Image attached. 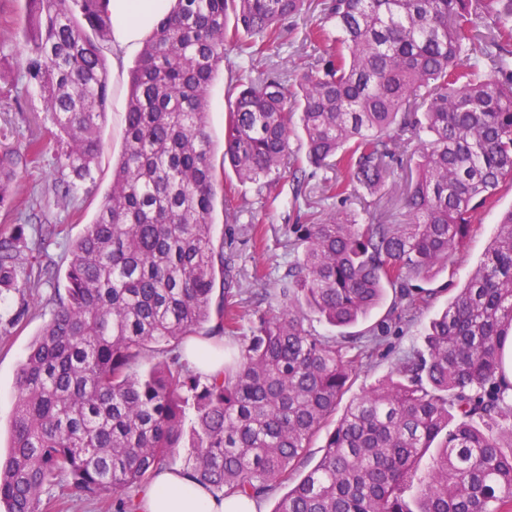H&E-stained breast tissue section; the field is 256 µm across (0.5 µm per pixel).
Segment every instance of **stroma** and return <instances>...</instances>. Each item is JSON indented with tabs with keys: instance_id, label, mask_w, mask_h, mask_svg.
<instances>
[{
	"instance_id": "1",
	"label": "stroma",
	"mask_w": 512,
	"mask_h": 512,
	"mask_svg": "<svg viewBox=\"0 0 512 512\" xmlns=\"http://www.w3.org/2000/svg\"><path fill=\"white\" fill-rule=\"evenodd\" d=\"M327 0H310L309 22L285 21L278 41L262 56L275 73L286 75L294 66L324 58L325 43L311 40L308 23L323 22ZM28 22L26 0H9L0 13V79L18 85V98L0 97V127L11 129L9 142L24 147L33 137L48 138L51 125L43 111L38 94L22 79V72L12 63L22 43ZM137 59L127 55L123 67L115 70L110 81L111 102L102 133V144L94 183L61 197L55 192L58 178L53 153H46L38 163L29 165L20 179L19 207L11 216L0 214V237L18 236L20 245L29 247L33 256L49 254L59 271H66L70 248L91 223L112 184V168L122 153L124 140V112L128 94V73ZM236 52H228L208 96L207 112L216 144L212 156L214 165H221L224 124L230 107V81L241 66ZM330 168L317 170L307 176L301 193H294L290 179H282L277 187L279 196L268 202L258 185L241 183L233 171L223 175L224 206L214 213L213 237L224 246L225 255L234 259L239 271L240 300L247 303L251 317L266 312L277 281L293 259L288 246L294 240L298 225L306 223L310 214L336 210L347 206L363 209L364 198L351 195L346 204H339L324 191L326 182L335 180ZM44 205L49 220V239H41L38 225L26 223L24 207L28 203ZM234 209L237 217L228 222L225 209ZM512 208V185H502L493 207L478 210L473 218L470 236L465 247L449 260L424 287L432 292L429 303L406 308L397 304L394 294H387L383 304L366 320L356 324L363 333L380 321H388L391 333L370 344L361 357L357 379L350 388L349 397L360 395L363 389L382 379L397 359L407 352L424 349L422 332L434 314L445 307L471 274L484 261L493 241L498 217ZM54 289L44 285L31 289L28 308H21L16 292L0 294V454L6 453L11 442L10 423L15 406V382L21 362L32 340L48 322L52 310ZM50 512H113L108 503L86 497L77 492L68 479H61L47 496Z\"/></svg>"
}]
</instances>
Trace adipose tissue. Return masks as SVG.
I'll return each mask as SVG.
<instances>
[{"label":"adipose tissue","instance_id":"1","mask_svg":"<svg viewBox=\"0 0 512 512\" xmlns=\"http://www.w3.org/2000/svg\"><path fill=\"white\" fill-rule=\"evenodd\" d=\"M112 13V58L120 60L137 47L158 18L171 9V0H109ZM138 512H261L250 499L216 498L179 470H162L141 493Z\"/></svg>","mask_w":512,"mask_h":512}]
</instances>
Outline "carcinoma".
<instances>
[{"instance_id":"1","label":"carcinoma","mask_w":512,"mask_h":512,"mask_svg":"<svg viewBox=\"0 0 512 512\" xmlns=\"http://www.w3.org/2000/svg\"><path fill=\"white\" fill-rule=\"evenodd\" d=\"M17 64L55 127L56 186L92 179L110 84L107 0H27ZM336 36L293 84L258 69L254 37L279 38L307 0H175L128 74L124 151L94 221L71 250L64 293L16 382L12 442L0 461L5 512H44L42 493L68 476L115 512L175 449L184 472L225 499L264 500L289 479L359 374L345 328L385 290L410 304L466 244L474 213L512 182V0H330ZM234 28L228 30V15ZM250 66L231 85L223 166L242 183L277 187L300 113L305 158L342 173L334 198L379 196L406 158L404 224L337 210L289 243L297 258L276 307L214 374L180 346L220 342L248 316L224 244L212 238L217 173L207 95L227 44ZM25 151L0 141V210L16 207ZM0 238V291L51 284L56 264ZM311 314L344 329L330 341ZM216 324L202 332L204 324ZM512 210L487 258L429 323L426 349L352 399L323 455L273 512H512ZM146 358L159 362L141 369Z\"/></svg>"}]
</instances>
